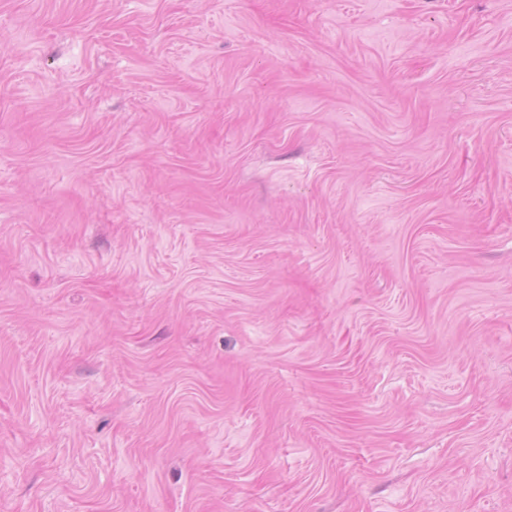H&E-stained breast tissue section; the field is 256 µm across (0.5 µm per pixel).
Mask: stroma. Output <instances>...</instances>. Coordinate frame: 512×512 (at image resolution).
I'll return each instance as SVG.
<instances>
[{"label": "stroma", "mask_w": 512, "mask_h": 512, "mask_svg": "<svg viewBox=\"0 0 512 512\" xmlns=\"http://www.w3.org/2000/svg\"><path fill=\"white\" fill-rule=\"evenodd\" d=\"M0 512H512V0H0Z\"/></svg>", "instance_id": "obj_1"}]
</instances>
